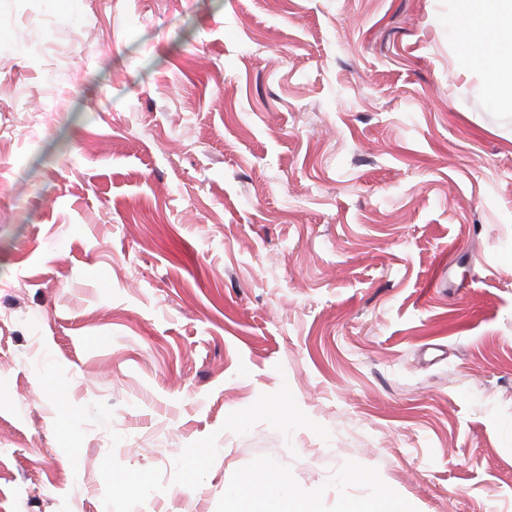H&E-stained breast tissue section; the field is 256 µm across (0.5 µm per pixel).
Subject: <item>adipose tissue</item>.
<instances>
[{
  "instance_id": "obj_1",
  "label": "adipose tissue",
  "mask_w": 512,
  "mask_h": 512,
  "mask_svg": "<svg viewBox=\"0 0 512 512\" xmlns=\"http://www.w3.org/2000/svg\"><path fill=\"white\" fill-rule=\"evenodd\" d=\"M457 24L467 43L493 44L492 53L474 55L471 61L479 66L492 98L512 100V79L504 76L505 67L512 65V0H458ZM286 484L283 474L270 473L261 495L236 494L230 498L227 512H267L272 502L280 512H311L307 503L289 505L282 495Z\"/></svg>"
}]
</instances>
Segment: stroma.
Masks as SVG:
<instances>
[{
	"mask_svg": "<svg viewBox=\"0 0 512 512\" xmlns=\"http://www.w3.org/2000/svg\"><path fill=\"white\" fill-rule=\"evenodd\" d=\"M457 10L0 0V512H512V101ZM288 484L287 478L277 472L269 474L268 480L260 496L247 497L243 494H235L229 499V507L226 512H266L270 502L276 503L281 512H311L312 506L300 502L295 506L288 505V500L282 495L284 487Z\"/></svg>",
	"mask_w": 512,
	"mask_h": 512,
	"instance_id": "obj_1",
	"label": "stroma"
}]
</instances>
